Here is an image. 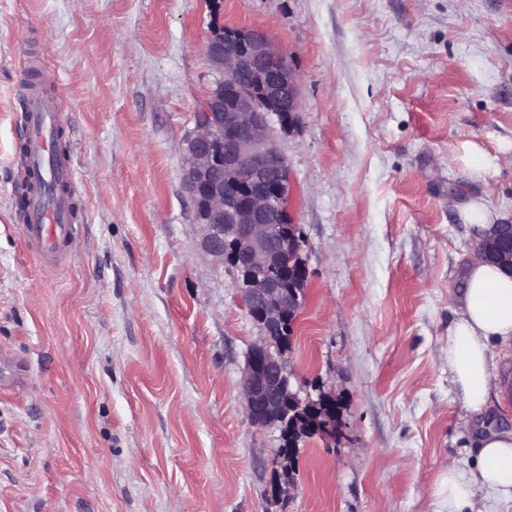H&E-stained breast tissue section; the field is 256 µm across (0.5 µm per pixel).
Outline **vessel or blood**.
Returning a JSON list of instances; mask_svg holds the SVG:
<instances>
[{"label": "vessel or blood", "mask_w": 512, "mask_h": 512, "mask_svg": "<svg viewBox=\"0 0 512 512\" xmlns=\"http://www.w3.org/2000/svg\"><path fill=\"white\" fill-rule=\"evenodd\" d=\"M22 139L26 150L21 161L40 170L51 182L65 185V192L35 190L28 195L23 237L31 250L48 265H58L76 243L79 226L71 205L75 169L69 158L57 157L55 140L62 122L55 99L31 94Z\"/></svg>", "instance_id": "1"}]
</instances>
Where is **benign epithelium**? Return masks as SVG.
<instances>
[{
  "mask_svg": "<svg viewBox=\"0 0 512 512\" xmlns=\"http://www.w3.org/2000/svg\"><path fill=\"white\" fill-rule=\"evenodd\" d=\"M204 52L216 75L182 163L183 193L200 228L197 247L233 276L258 328L246 354L241 395L250 424L336 439L343 403L335 391L296 381L282 344L306 301L309 272L301 228L288 207V164L274 132L290 131L300 112L298 77L260 30L228 28ZM485 257L512 267V224H498Z\"/></svg>",
  "mask_w": 512,
  "mask_h": 512,
  "instance_id": "obj_1",
  "label": "benign epithelium"
}]
</instances>
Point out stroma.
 I'll return each instance as SVG.
<instances>
[{
  "instance_id": "1",
  "label": "stroma",
  "mask_w": 512,
  "mask_h": 512,
  "mask_svg": "<svg viewBox=\"0 0 512 512\" xmlns=\"http://www.w3.org/2000/svg\"><path fill=\"white\" fill-rule=\"evenodd\" d=\"M223 26L265 30L299 79L276 136L309 270L289 357L344 403L277 500L278 433L240 393L258 330L181 187ZM35 78L81 190L58 267L20 230ZM479 200L512 224V0H0V512H448V462L476 453L448 326ZM495 354L485 425L511 431Z\"/></svg>"
}]
</instances>
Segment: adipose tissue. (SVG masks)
I'll return each mask as SVG.
<instances>
[{
	"label": "adipose tissue",
	"mask_w": 512,
	"mask_h": 512,
	"mask_svg": "<svg viewBox=\"0 0 512 512\" xmlns=\"http://www.w3.org/2000/svg\"><path fill=\"white\" fill-rule=\"evenodd\" d=\"M448 328V376L471 415L485 414L502 391L493 383L496 344L512 342V273L473 255ZM474 466L449 463L448 512H481L480 493L512 501V432L487 431L476 439Z\"/></svg>",
	"instance_id": "1"
}]
</instances>
